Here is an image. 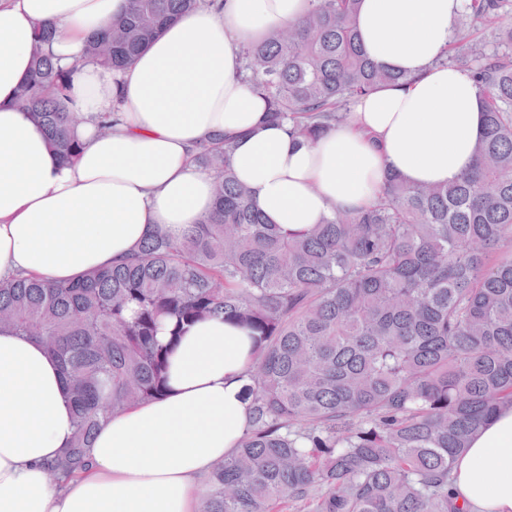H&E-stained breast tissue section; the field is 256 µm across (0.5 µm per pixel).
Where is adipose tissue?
<instances>
[{
	"mask_svg": "<svg viewBox=\"0 0 512 512\" xmlns=\"http://www.w3.org/2000/svg\"><path fill=\"white\" fill-rule=\"evenodd\" d=\"M127 0H0V279L68 282L130 255L153 225L197 223L214 206L212 178L193 160L215 135L272 223L301 230L365 207L386 173L410 184L456 180L474 159L482 102L469 76L436 59L463 0H361L354 18L378 66L404 82L358 99L343 125L310 143L269 123L239 77L240 47L304 13L307 0H224L165 27L120 72L83 57L88 38ZM77 65L66 105L83 145L64 161L20 107L37 26ZM116 113L105 133L99 116ZM250 339L219 319L196 323L170 358L159 399L104 422L86 474L62 485L44 470L71 440L69 392L35 341L0 331V512H202L197 482L232 452L248 421ZM469 512H512V408L457 461Z\"/></svg>",
	"mask_w": 512,
	"mask_h": 512,
	"instance_id": "adipose-tissue-1",
	"label": "adipose tissue"
}]
</instances>
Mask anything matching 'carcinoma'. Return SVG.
<instances>
[{"instance_id":"cac0c4a2","label":"carcinoma","mask_w":512,"mask_h":512,"mask_svg":"<svg viewBox=\"0 0 512 512\" xmlns=\"http://www.w3.org/2000/svg\"><path fill=\"white\" fill-rule=\"evenodd\" d=\"M358 0H307L293 24L242 51L241 78L271 121L306 138L352 102L405 76L375 65L352 16ZM218 0H128L86 56L126 67L169 22ZM37 28L18 103L66 160L82 143L62 110L77 65ZM473 79L484 133L452 184L389 172L376 198L308 229L271 224L237 182L231 145L200 144L215 206L197 224L154 226L130 258L56 283L0 279V330L44 346L73 399L56 481L89 465L100 425L166 389L170 351L197 321L245 326L253 340L249 424L212 468L203 512H467L451 494L457 459L512 407V0H465L439 59Z\"/></svg>"}]
</instances>
